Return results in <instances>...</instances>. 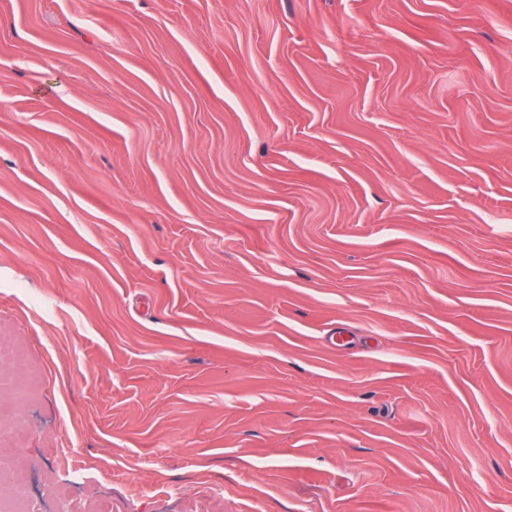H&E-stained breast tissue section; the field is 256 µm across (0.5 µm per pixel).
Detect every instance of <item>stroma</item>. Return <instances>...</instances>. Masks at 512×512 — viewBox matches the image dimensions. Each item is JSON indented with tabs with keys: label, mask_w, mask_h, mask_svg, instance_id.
Here are the masks:
<instances>
[{
	"label": "stroma",
	"mask_w": 512,
	"mask_h": 512,
	"mask_svg": "<svg viewBox=\"0 0 512 512\" xmlns=\"http://www.w3.org/2000/svg\"><path fill=\"white\" fill-rule=\"evenodd\" d=\"M0 336L38 512H512V0H0Z\"/></svg>",
	"instance_id": "stroma-1"
}]
</instances>
